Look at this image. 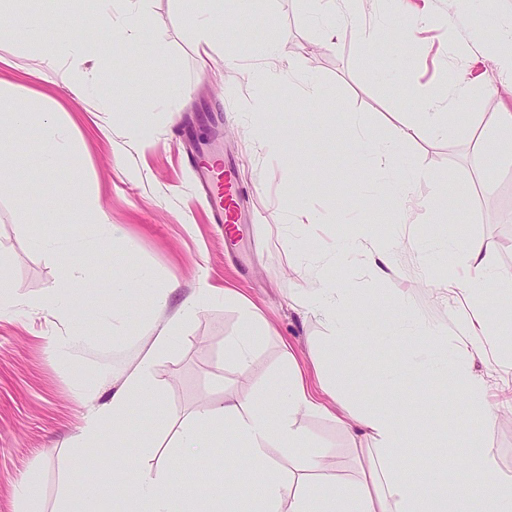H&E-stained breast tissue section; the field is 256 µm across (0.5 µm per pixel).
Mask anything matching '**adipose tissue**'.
<instances>
[{"label": "adipose tissue", "mask_w": 512, "mask_h": 512, "mask_svg": "<svg viewBox=\"0 0 512 512\" xmlns=\"http://www.w3.org/2000/svg\"><path fill=\"white\" fill-rule=\"evenodd\" d=\"M179 5L186 18L203 25V45H210L213 34L223 32V0H179ZM97 54L95 44L70 39L50 46L48 58L80 60V67L72 69L67 83L68 90L79 96L98 74L97 68L90 65ZM0 123L18 132L37 124L43 170L53 172L67 163L68 129L56 113L20 109L11 100L0 97ZM478 124L481 153L495 162L511 160L512 107L500 106L498 112L479 119ZM374 153L375 164L381 171L400 172L394 204L401 218H408L418 205L412 191L417 172L403 171L394 142L376 146ZM462 244L470 269L463 292L469 300L475 301L479 292L491 284L512 283L511 272L490 266L481 240L466 237ZM112 260L123 265L122 276L112 282L114 327L125 328L130 295L148 296L158 309L167 308L170 289L154 283L140 266L123 264L120 252H113ZM308 297L309 308L331 320L333 348L342 351L352 336L347 333L340 313L338 286L327 280L320 282ZM199 308V298L192 297L183 301L170 318L154 322L151 336L136 362L122 375L109 402L91 408L72 441L70 464L62 475L60 512H104L108 506L113 512H185L186 503L197 499L208 502V512H239L245 503L250 506L249 512H512V475L494 473L482 450H473L465 461L454 453H446L411 476L394 465V456L403 454L410 434L403 419L388 407L372 410L347 424L348 430L361 431L376 451L383 453L379 468L356 482H342L336 476L324 474L323 456L317 453L307 458L308 470L318 475L317 483H310L306 475L286 477L270 451L308 447L306 435L293 423L294 416L303 411L331 419L336 416L331 405L317 400L296 372L273 388L283 406L279 418H272L258 398L205 404L181 424L175 448L187 454L224 449L226 460L233 462L240 472L237 480L224 484L184 480L177 476V461L173 458L148 467L147 461L155 456L156 446L147 439L140 440L137 457H127L126 423L134 408L149 398L159 357L177 341L181 328L197 315ZM243 317V331L229 339L228 347L238 372L245 375L259 343L261 320L248 308L244 309ZM439 372L448 378L449 394H468L472 411L492 416V406L480 400L481 380L470 374L459 359L449 358ZM99 447L111 448L118 465L111 473L83 479L87 468L84 451ZM131 469L136 471L137 478L127 487L123 479ZM477 473L484 474V482L474 481Z\"/></svg>", "instance_id": "ef3b65f1"}]
</instances>
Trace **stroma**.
<instances>
[{
	"label": "stroma",
	"mask_w": 512,
	"mask_h": 512,
	"mask_svg": "<svg viewBox=\"0 0 512 512\" xmlns=\"http://www.w3.org/2000/svg\"><path fill=\"white\" fill-rule=\"evenodd\" d=\"M96 0H13L11 14L47 20L46 41L95 33L100 53L112 64L111 77L74 97L64 86V66L32 76L40 50L26 34L0 28V78L9 93L35 112L57 113L71 131L74 154L55 175H46L38 157V128L25 136L0 130V178L14 191L0 195V269L13 280L18 305L0 313V512H55L60 471L70 439L82 427L90 404L110 400L116 378L132 365L147 335L152 306L147 297L132 301L129 335L117 336L104 319L112 311L111 285L120 266L110 264L113 245L103 242L88 257L91 292H72L69 320L88 323L84 343L54 355L53 336L67 322L43 314L44 292L62 283L60 258L35 240L51 234L65 241L88 233L75 221L80 194H96L111 223L123 225L127 261L147 268L159 285L171 288V307L205 288L232 292L202 305L181 341L161 357L153 390L167 414V427L155 428L149 406L137 408L129 427L167 446L179 423L202 401L243 400L265 388L269 377L293 354L311 390L319 379L334 382L336 406L356 414L391 407L409 420L428 417L431 430L412 438L410 448L430 457L459 447L471 414L466 397L448 402L445 384L406 360L405 344L387 343L394 320L409 308L435 352L480 348L469 367L484 381L492 419L470 430L497 470L512 473V409L501 400L512 393V362L499 360V346L512 347V290L491 288L486 299L497 335L472 340L464 308L446 284L468 274L465 250L449 246V225L441 212L400 222L388 188L373 163L356 160L350 126L385 141L408 129L402 158L420 172L415 193L433 203L459 198L457 222L465 235L483 239L491 263L512 270V164H491L475 145L473 126L451 120L438 136L417 120L420 90L450 83L455 70L469 71L482 84L497 82L493 64L482 53L450 59L448 38L466 41L494 21H512V0H363L358 19L379 27L377 39L351 34L329 41L313 20L310 0H268L265 13L237 19L235 37H221L209 67L196 52L197 26L184 17L178 0H147L145 35L130 47L95 32ZM416 38L420 50L403 47ZM290 68L294 83L253 82L268 52ZM235 68L224 66L225 56ZM316 83L318 98L301 101L296 87ZM110 107L105 129L95 108ZM151 107L153 142L142 148L124 134L134 108ZM281 133V156L270 154L255 136L257 126ZM220 140L222 161L232 164L243 200V225L235 246L224 243L218 225L207 219L208 205L192 190L189 155L206 153ZM309 155L310 167L293 163ZM319 215L315 228L298 223V197ZM295 241L284 250L281 241ZM389 247L391 267L379 275L371 259L375 246ZM338 282L346 294L376 309L375 343L355 342L328 359L329 322L305 310L297 283ZM254 304L270 325L257 349L250 375H240L226 347L242 329L239 300ZM86 395H77L78 387ZM297 426L323 450L332 473L353 481L363 456L351 434L318 413L302 412ZM39 483L33 508L18 501L24 476Z\"/></svg>",
	"instance_id": "obj_1"
}]
</instances>
